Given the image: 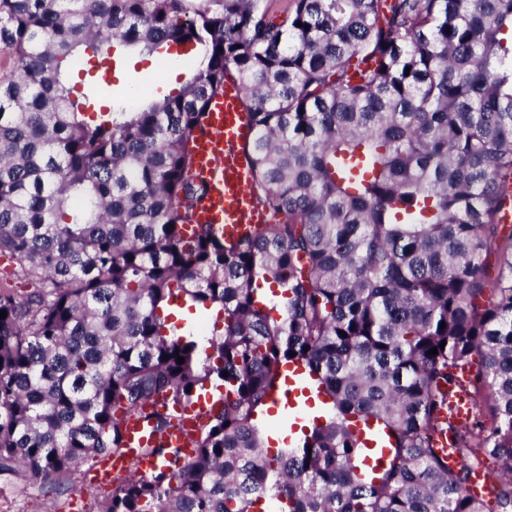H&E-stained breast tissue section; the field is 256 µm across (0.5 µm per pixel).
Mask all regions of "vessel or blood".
Returning a JSON list of instances; mask_svg holds the SVG:
<instances>
[{
    "label": "vessel or blood",
    "mask_w": 512,
    "mask_h": 512,
    "mask_svg": "<svg viewBox=\"0 0 512 512\" xmlns=\"http://www.w3.org/2000/svg\"><path fill=\"white\" fill-rule=\"evenodd\" d=\"M251 135L248 110L240 84L233 79L224 84V91L215 96L209 106L206 128L195 137L192 148L191 177L205 183L207 192L193 210V221L212 225L214 231L227 241H238L263 232L276 223L277 215L260 206L251 192L254 168L243 145ZM473 367L457 369L450 388L449 405L442 417L451 432H463L473 423L470 384ZM316 385L303 367L288 365L283 369V383L272 393L273 409L282 410L303 419L310 415ZM149 411L169 413L172 426L164 434L152 431L141 415L123 418L125 446L118 453L98 461L92 470L93 480L111 485L115 476L136 472L146 475L161 464L149 453L151 447L164 443L180 449L183 458L194 454V438L201 422L202 406L178 407L168 399L159 398L148 406ZM468 494L484 504H493L497 482L484 468L471 472Z\"/></svg>",
    "instance_id": "obj_1"
}]
</instances>
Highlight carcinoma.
<instances>
[{
    "instance_id": "carcinoma-1",
    "label": "carcinoma",
    "mask_w": 512,
    "mask_h": 512,
    "mask_svg": "<svg viewBox=\"0 0 512 512\" xmlns=\"http://www.w3.org/2000/svg\"><path fill=\"white\" fill-rule=\"evenodd\" d=\"M175 44V96L73 93L74 62L167 64ZM0 50V253L36 285L0 291V473L68 491L123 447L117 408L222 387L196 457L149 449L167 464L101 512H512V0H0ZM228 78L256 199L283 216L239 243L184 235L205 193L189 142ZM178 300L223 312L204 358ZM290 363L325 414L273 450L257 417ZM472 364L493 420L453 435L450 472L434 434ZM486 457L491 508L466 491Z\"/></svg>"
}]
</instances>
